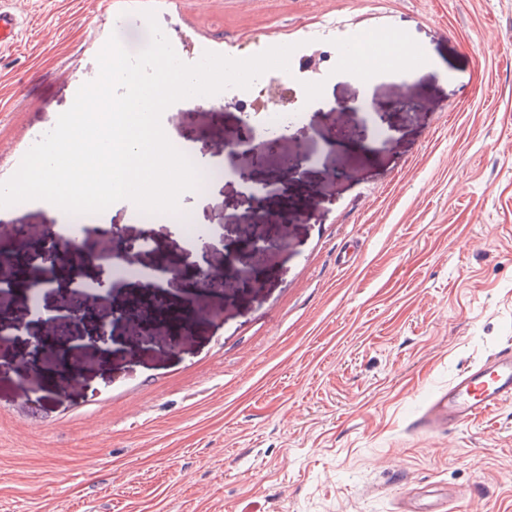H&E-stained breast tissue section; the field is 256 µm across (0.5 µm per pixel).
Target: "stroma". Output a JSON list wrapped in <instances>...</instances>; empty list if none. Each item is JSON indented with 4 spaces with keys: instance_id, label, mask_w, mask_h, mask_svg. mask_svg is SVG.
I'll return each mask as SVG.
<instances>
[{
    "instance_id": "1",
    "label": "stroma",
    "mask_w": 512,
    "mask_h": 512,
    "mask_svg": "<svg viewBox=\"0 0 512 512\" xmlns=\"http://www.w3.org/2000/svg\"><path fill=\"white\" fill-rule=\"evenodd\" d=\"M16 8L26 28L0 47L6 175L98 75L110 35L133 54L150 41L143 17L108 4ZM156 15L169 40L192 24L237 58L265 50L267 33L295 45L289 97L307 132L282 148L306 163L290 183L304 205L263 281L228 291L173 346L121 318L107 348L91 343L107 304L95 263L82 268L78 321L30 313L44 270L0 293V350L22 358L58 329L80 361L64 389L22 361L0 369V512H432L451 489L463 512H512V401L450 432L412 430L460 372L512 344V0H172ZM384 32L425 46L433 65L383 69L365 95L331 58L305 65ZM310 82L319 104L303 96ZM251 101L188 98L161 118L169 140L221 172L219 192L180 204L210 244L125 200L83 230L93 241L117 228L113 254L137 251L148 269L171 258L161 299L201 297L184 276L190 254L222 263L220 240L257 234L251 205L279 207L280 183L215 141L263 139ZM349 101L356 110L339 111ZM341 127L364 164L337 149ZM358 239L362 252L338 265Z\"/></svg>"
}]
</instances>
